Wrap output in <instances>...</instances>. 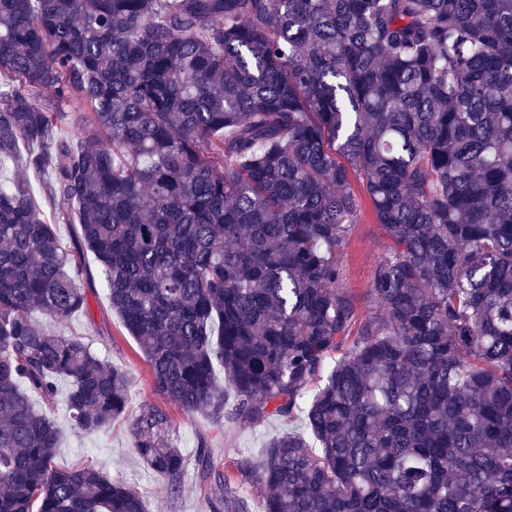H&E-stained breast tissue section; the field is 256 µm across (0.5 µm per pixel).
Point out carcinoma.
Segmentation results:
<instances>
[{
    "instance_id": "obj_1",
    "label": "carcinoma",
    "mask_w": 512,
    "mask_h": 512,
    "mask_svg": "<svg viewBox=\"0 0 512 512\" xmlns=\"http://www.w3.org/2000/svg\"><path fill=\"white\" fill-rule=\"evenodd\" d=\"M23 144L78 228L0 181V512H147L55 464L59 381L78 436L126 412L124 368L31 318L88 309L86 252L166 403L303 414L315 444L235 460L263 512H512V0H0V170ZM355 182L393 243L367 315ZM130 432L179 491L167 410ZM198 448L210 512H246ZM37 103L40 106L47 107L49 112H67L66 124L61 127L63 131H66L69 134L74 132L78 125L82 123L84 116L86 115L85 112H87L86 108L75 102L66 103L61 108H58L55 102H53L52 94L50 92H45V94L38 99Z\"/></svg>"
}]
</instances>
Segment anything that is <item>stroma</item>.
<instances>
[{
	"instance_id": "1",
	"label": "stroma",
	"mask_w": 512,
	"mask_h": 512,
	"mask_svg": "<svg viewBox=\"0 0 512 512\" xmlns=\"http://www.w3.org/2000/svg\"><path fill=\"white\" fill-rule=\"evenodd\" d=\"M363 215L355 225L344 259L343 286L356 299L361 313H370L373 305L367 296L374 267L379 257L391 247L379 224H376L369 202L361 204ZM83 285L87 291L89 310L67 320L50 324L55 332L78 336L113 364L126 368L131 374L128 391L127 417L118 421L104 433L92 438L72 433L64 403H57L49 416L59 429V448L55 462L61 468H73L92 463L111 475H118L143 495L150 512H209L200 494L194 473H186L181 490L165 496L163 479L147 471L131 446L128 431L129 418L139 414L149 403L162 404L155 391L148 368L135 341L122 329L113 313L104 282L97 274L92 256H85ZM169 414L176 429V439L186 460H193L199 440H207L215 464L223 470L245 500L248 512H262L267 494L264 485L239 481L234 468L238 455L260 458L269 440L285 432L307 434L302 415L291 420L269 418L259 423H244L236 419L225 420L222 426L213 425L206 417L189 415L177 408Z\"/></svg>"
}]
</instances>
